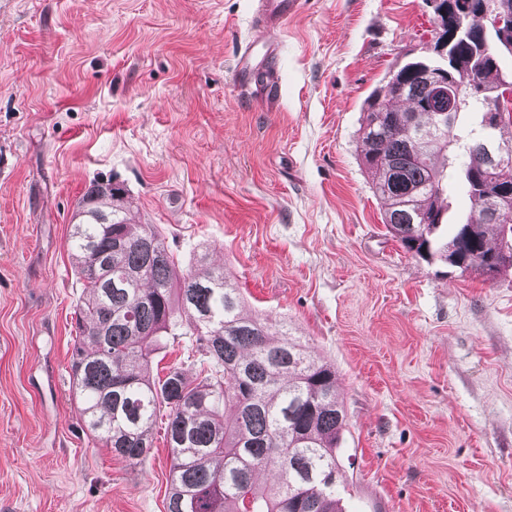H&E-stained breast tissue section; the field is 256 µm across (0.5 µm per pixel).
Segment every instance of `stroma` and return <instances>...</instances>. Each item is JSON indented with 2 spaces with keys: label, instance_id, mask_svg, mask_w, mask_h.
Returning <instances> with one entry per match:
<instances>
[{
  "label": "stroma",
  "instance_id": "35a3bbf8",
  "mask_svg": "<svg viewBox=\"0 0 512 512\" xmlns=\"http://www.w3.org/2000/svg\"><path fill=\"white\" fill-rule=\"evenodd\" d=\"M255 0H0V512H165L70 389L67 239L90 181L179 264L208 245L246 309L336 367L342 512H512V266L405 252L364 166L366 99L435 36L426 0H304L279 93L233 83Z\"/></svg>",
  "mask_w": 512,
  "mask_h": 512
}]
</instances>
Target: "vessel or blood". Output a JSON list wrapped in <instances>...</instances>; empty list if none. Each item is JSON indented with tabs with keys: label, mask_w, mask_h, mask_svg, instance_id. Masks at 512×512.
<instances>
[{
	"label": "vessel or blood",
	"mask_w": 512,
	"mask_h": 512,
	"mask_svg": "<svg viewBox=\"0 0 512 512\" xmlns=\"http://www.w3.org/2000/svg\"><path fill=\"white\" fill-rule=\"evenodd\" d=\"M302 0H258L257 18L262 27L274 28L298 14ZM278 46L267 38H252L237 55L233 79L238 88L270 96L277 84Z\"/></svg>",
	"instance_id": "1"
}]
</instances>
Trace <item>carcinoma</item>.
I'll return each instance as SVG.
<instances>
[{"mask_svg": "<svg viewBox=\"0 0 512 512\" xmlns=\"http://www.w3.org/2000/svg\"><path fill=\"white\" fill-rule=\"evenodd\" d=\"M471 37L458 44L449 80L461 109L440 127L425 107L431 90L404 78L405 94L389 101L405 108L378 111L384 122L360 128L363 164L374 175L385 206L388 232L408 252L448 259V244L469 255L478 250L498 271L512 265L487 238L489 226L512 233V204L494 216L485 195L512 188V160L493 165L489 140L464 133L460 114L481 116L499 104L468 94L473 82L487 89L512 86L499 78L501 54L483 32L481 16L467 13ZM456 163V185L471 202L467 218L445 239L448 223L446 151ZM81 286L94 297L77 310L78 333L70 371L90 438L132 464L146 461L153 429L165 413L171 465L166 512H339L336 449L347 413L336 397V368L312 356L284 327L244 312L238 288L222 267L206 266V255L181 267L152 224L133 223L126 190L93 180L79 198L67 241ZM99 262L100 270L92 271ZM184 337L208 365L195 386L172 368L152 380V359L168 338ZM279 480L260 486V468Z\"/></svg>", "mask_w": 512, "mask_h": 512, "instance_id": "1", "label": "carcinoma"}]
</instances>
